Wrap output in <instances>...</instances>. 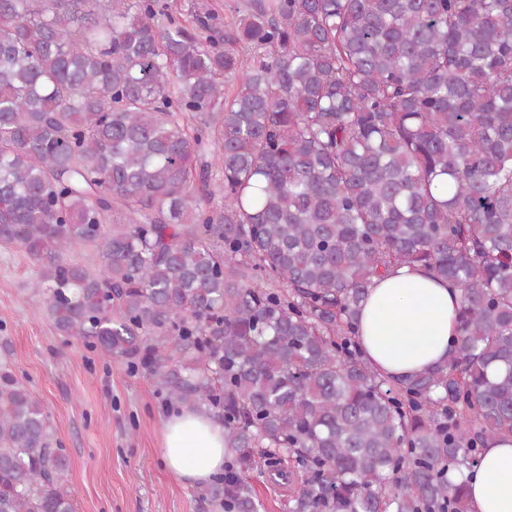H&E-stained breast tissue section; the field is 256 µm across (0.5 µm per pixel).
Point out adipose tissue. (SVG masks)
Wrapping results in <instances>:
<instances>
[{"label": "adipose tissue", "instance_id": "1", "mask_svg": "<svg viewBox=\"0 0 512 512\" xmlns=\"http://www.w3.org/2000/svg\"><path fill=\"white\" fill-rule=\"evenodd\" d=\"M461 291L421 267L403 266L375 280L360 313V342L383 375L403 380L448 359ZM163 463L178 480L209 482L224 470V428L181 411L163 427ZM470 512H512V439L490 440L467 488Z\"/></svg>", "mask_w": 512, "mask_h": 512}]
</instances>
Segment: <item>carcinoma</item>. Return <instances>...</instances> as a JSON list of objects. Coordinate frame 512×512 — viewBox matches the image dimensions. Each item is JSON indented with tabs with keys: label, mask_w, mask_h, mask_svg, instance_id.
<instances>
[{
	"label": "carcinoma",
	"mask_w": 512,
	"mask_h": 512,
	"mask_svg": "<svg viewBox=\"0 0 512 512\" xmlns=\"http://www.w3.org/2000/svg\"><path fill=\"white\" fill-rule=\"evenodd\" d=\"M0 0V244L59 335L224 425L208 512H468L512 437V0ZM238 80L224 92V76ZM77 246L98 266L75 262ZM461 289L448 362L362 355L375 278ZM0 356V512H75ZM247 477L250 479L255 491L264 504V512H287L288 487L278 485L269 481L259 470L249 471Z\"/></svg>",
	"instance_id": "cac0c4a2"
}]
</instances>
